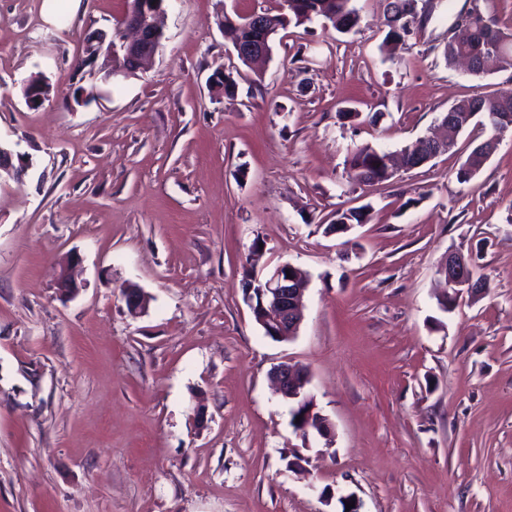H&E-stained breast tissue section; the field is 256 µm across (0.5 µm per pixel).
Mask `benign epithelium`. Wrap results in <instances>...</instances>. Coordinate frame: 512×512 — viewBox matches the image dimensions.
Here are the masks:
<instances>
[{
  "instance_id": "benign-epithelium-1",
  "label": "benign epithelium",
  "mask_w": 512,
  "mask_h": 512,
  "mask_svg": "<svg viewBox=\"0 0 512 512\" xmlns=\"http://www.w3.org/2000/svg\"><path fill=\"white\" fill-rule=\"evenodd\" d=\"M165 2L138 0L137 6L126 13L117 30H101L87 36L80 67L93 69L100 62L106 72L116 75L146 69L164 39L162 17ZM476 5L477 2L471 0L464 13L458 16L448 41L461 43L468 38ZM252 26L261 32V50L254 52L240 40L234 41V48L236 52L257 60L270 55L274 33L267 25L266 14L261 11L252 13ZM445 262L448 263V286L456 293L465 288H475L473 271L462 256L450 254ZM307 287V280L290 263L279 264L264 274L256 272L253 277L242 281L246 302L253 316L257 317V323L265 335L281 341H290L297 336ZM124 296L131 311L138 313L146 308L147 297L140 289L127 287ZM273 376L283 398L290 401L300 398L297 369L284 363L275 368Z\"/></svg>"
}]
</instances>
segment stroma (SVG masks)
Here are the masks:
<instances>
[{"instance_id": "35a3bbf8", "label": "stroma", "mask_w": 512, "mask_h": 512, "mask_svg": "<svg viewBox=\"0 0 512 512\" xmlns=\"http://www.w3.org/2000/svg\"><path fill=\"white\" fill-rule=\"evenodd\" d=\"M436 3L393 59L383 0H354L356 32L289 27L252 69L216 13L283 0H167L152 66L105 82L75 65L127 0H0V142L30 163L0 182V512H341L349 494L361 512H512V132L465 184L492 134L475 123L384 185L345 173L354 146L397 152L456 100L512 89V70L446 65L466 0ZM220 69L233 95L212 91ZM38 73L53 90L31 107ZM77 78L97 92L80 107ZM257 240L309 276L293 340L244 300ZM451 252L488 287L447 313ZM130 284L150 297L137 317ZM282 363L308 372L332 439L292 426Z\"/></svg>"}]
</instances>
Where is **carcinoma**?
<instances>
[{"label":"carcinoma","instance_id":"cac0c4a2","mask_svg":"<svg viewBox=\"0 0 512 512\" xmlns=\"http://www.w3.org/2000/svg\"><path fill=\"white\" fill-rule=\"evenodd\" d=\"M287 11L277 14L267 13L268 24L284 30L293 25L299 27L321 19L330 24L337 33L345 35L353 32L359 24V13L353 0H285ZM420 0H388L384 15L385 35L381 49L386 54L406 39L413 36L410 26L424 16L425 8ZM489 0H479L480 15L474 21V33L466 44H447L442 49L446 64L455 63L458 55L470 54L478 60V66L472 71L475 76H486L501 71L512 70V30H503L495 13L487 8ZM224 27L237 33V36L249 41L259 37V33L248 28L247 18L238 13L228 12L222 15ZM458 116L463 123L473 112H481L489 117L487 126L502 134L512 129V90H498L490 94L477 95L455 103ZM430 143L424 138L405 144L403 168L411 170L420 167L421 158L427 153ZM466 161L470 168L459 167L456 179L459 183L469 182L484 166L483 155L470 154ZM345 169L350 181L365 186H374L390 181L395 173L388 171L384 155L369 145L357 146L351 150L345 160ZM366 207L338 210L334 213L327 228L335 224H362L365 222Z\"/></svg>","mask_w":512,"mask_h":512}]
</instances>
